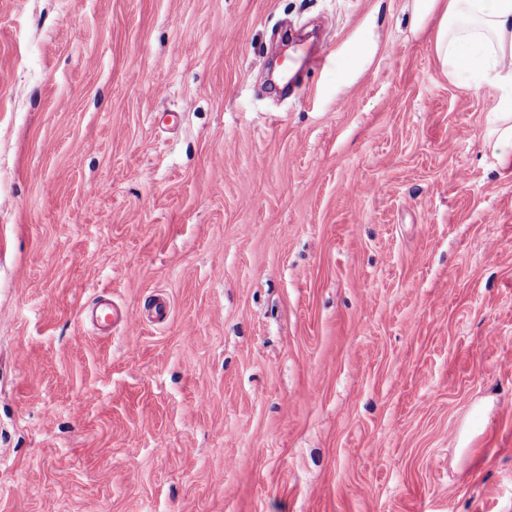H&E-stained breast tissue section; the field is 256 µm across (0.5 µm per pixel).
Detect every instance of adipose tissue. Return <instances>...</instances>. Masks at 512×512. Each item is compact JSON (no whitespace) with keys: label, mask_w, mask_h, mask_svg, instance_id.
Returning a JSON list of instances; mask_svg holds the SVG:
<instances>
[{"label":"adipose tissue","mask_w":512,"mask_h":512,"mask_svg":"<svg viewBox=\"0 0 512 512\" xmlns=\"http://www.w3.org/2000/svg\"><path fill=\"white\" fill-rule=\"evenodd\" d=\"M414 11L434 24V52L449 81L496 89L485 140L512 174V0H414Z\"/></svg>","instance_id":"obj_1"}]
</instances>
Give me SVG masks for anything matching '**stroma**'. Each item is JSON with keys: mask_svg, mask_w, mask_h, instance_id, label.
<instances>
[{"mask_svg": "<svg viewBox=\"0 0 512 512\" xmlns=\"http://www.w3.org/2000/svg\"><path fill=\"white\" fill-rule=\"evenodd\" d=\"M495 99L413 0H0V512H512ZM91 320L100 330H108L117 325L121 320L119 310L112 305L111 301L98 294L89 304Z\"/></svg>", "mask_w": 512, "mask_h": 512, "instance_id": "35a3bbf8", "label": "stroma"}]
</instances>
